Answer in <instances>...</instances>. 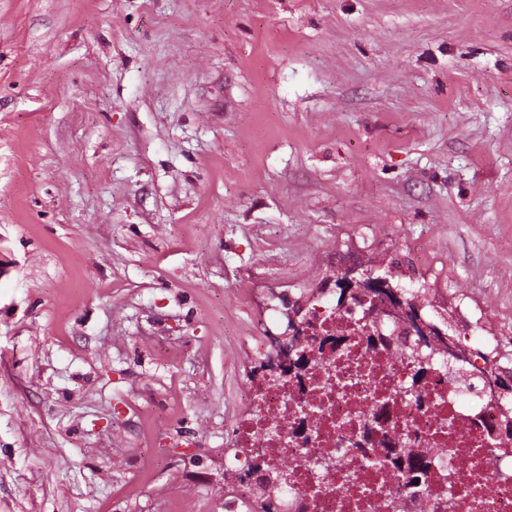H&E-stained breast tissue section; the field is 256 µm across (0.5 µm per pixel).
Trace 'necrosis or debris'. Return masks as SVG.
<instances>
[{"mask_svg":"<svg viewBox=\"0 0 512 512\" xmlns=\"http://www.w3.org/2000/svg\"><path fill=\"white\" fill-rule=\"evenodd\" d=\"M370 305L317 294L300 335L308 346L333 338L340 348L301 373L249 378L245 396L263 411L234 429L237 451L226 466L250 476L234 512L266 505L263 478L251 471L257 456L266 470L288 471L280 512H388L390 502L395 512H512V433L497 431L502 403L462 394L443 354L414 382V363L381 339ZM413 386L419 398L405 397ZM398 447L425 449L427 468L415 475L398 466Z\"/></svg>","mask_w":512,"mask_h":512,"instance_id":"1","label":"necrosis or debris"}]
</instances>
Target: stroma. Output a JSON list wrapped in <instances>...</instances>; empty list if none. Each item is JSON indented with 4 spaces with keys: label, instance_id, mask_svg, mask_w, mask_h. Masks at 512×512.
<instances>
[{
    "label": "stroma",
    "instance_id": "35a3bbf8",
    "mask_svg": "<svg viewBox=\"0 0 512 512\" xmlns=\"http://www.w3.org/2000/svg\"><path fill=\"white\" fill-rule=\"evenodd\" d=\"M370 259L512 366V0H0V512H225L267 303Z\"/></svg>",
    "mask_w": 512,
    "mask_h": 512
}]
</instances>
